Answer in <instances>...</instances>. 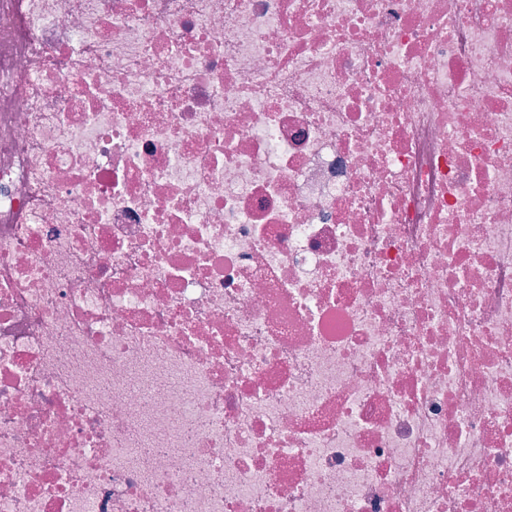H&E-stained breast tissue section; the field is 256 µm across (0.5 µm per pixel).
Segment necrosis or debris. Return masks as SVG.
Returning <instances> with one entry per match:
<instances>
[{
  "instance_id": "necrosis-or-debris-1",
  "label": "necrosis or debris",
  "mask_w": 512,
  "mask_h": 512,
  "mask_svg": "<svg viewBox=\"0 0 512 512\" xmlns=\"http://www.w3.org/2000/svg\"><path fill=\"white\" fill-rule=\"evenodd\" d=\"M0 512H512V0H0Z\"/></svg>"
}]
</instances>
